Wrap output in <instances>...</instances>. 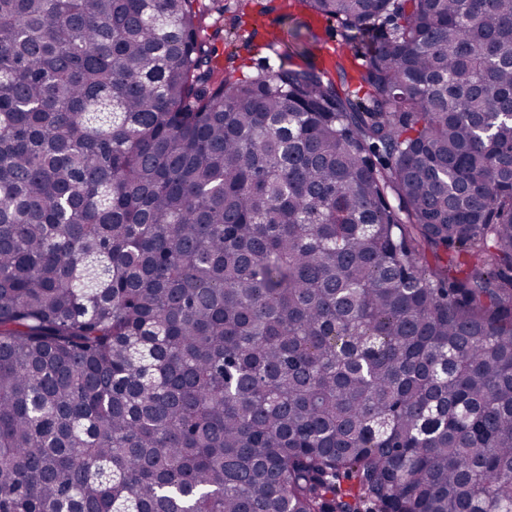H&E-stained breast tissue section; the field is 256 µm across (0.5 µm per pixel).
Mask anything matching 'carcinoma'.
Wrapping results in <instances>:
<instances>
[{
	"label": "carcinoma",
	"mask_w": 512,
	"mask_h": 512,
	"mask_svg": "<svg viewBox=\"0 0 512 512\" xmlns=\"http://www.w3.org/2000/svg\"><path fill=\"white\" fill-rule=\"evenodd\" d=\"M0 0V512H512V0ZM235 1L222 2L227 8L217 21L222 32L212 43L218 66L236 67L234 76L240 77L257 73L258 64L264 60L273 68L281 61L301 65L314 62L320 67L324 61L335 74L332 65L340 61L352 87L358 85L360 64L350 57L336 22L313 17L295 2L297 0H243L241 3L246 6L242 10L232 5ZM270 30H277L280 37L279 43L271 49L266 45ZM309 49L312 55L306 53ZM330 52L333 61L328 64L325 57ZM228 57L234 58L230 64Z\"/></svg>",
	"instance_id": "cac0c4a2"
}]
</instances>
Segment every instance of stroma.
I'll return each instance as SVG.
<instances>
[{
	"mask_svg": "<svg viewBox=\"0 0 512 512\" xmlns=\"http://www.w3.org/2000/svg\"><path fill=\"white\" fill-rule=\"evenodd\" d=\"M226 8L217 24L222 32L213 42L218 66L233 65L237 75H252L260 62L278 66L280 62L322 64L326 56L340 61L350 83H357L360 64L345 45L336 23L313 17L296 0H244ZM278 31L280 41L268 47L269 31Z\"/></svg>",
	"mask_w": 512,
	"mask_h": 512,
	"instance_id": "35a3bbf8",
	"label": "stroma"
}]
</instances>
